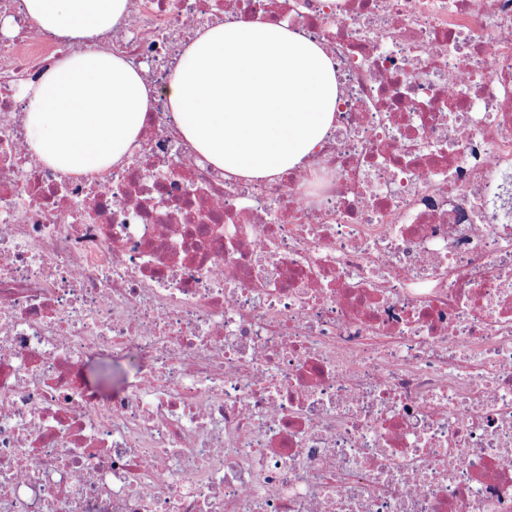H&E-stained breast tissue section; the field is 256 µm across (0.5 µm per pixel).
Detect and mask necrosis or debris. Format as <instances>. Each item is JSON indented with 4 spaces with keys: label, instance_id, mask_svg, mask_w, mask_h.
Listing matches in <instances>:
<instances>
[{
    "label": "necrosis or debris",
    "instance_id": "1",
    "mask_svg": "<svg viewBox=\"0 0 512 512\" xmlns=\"http://www.w3.org/2000/svg\"><path fill=\"white\" fill-rule=\"evenodd\" d=\"M0 0V512H512V0H129L126 164L26 150ZM325 46L340 130L248 187L162 89L199 14ZM140 359L94 401L89 359Z\"/></svg>",
    "mask_w": 512,
    "mask_h": 512
}]
</instances>
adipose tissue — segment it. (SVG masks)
<instances>
[{
  "label": "adipose tissue",
  "instance_id": "ef3b65f1",
  "mask_svg": "<svg viewBox=\"0 0 512 512\" xmlns=\"http://www.w3.org/2000/svg\"><path fill=\"white\" fill-rule=\"evenodd\" d=\"M41 33L69 47L25 84L23 125L43 165L80 179L125 163L154 90L99 39L128 0H22ZM340 83L316 42L269 21L199 23L164 86L184 141L225 178L256 184L302 168L335 134Z\"/></svg>",
  "mask_w": 512,
  "mask_h": 512
}]
</instances>
